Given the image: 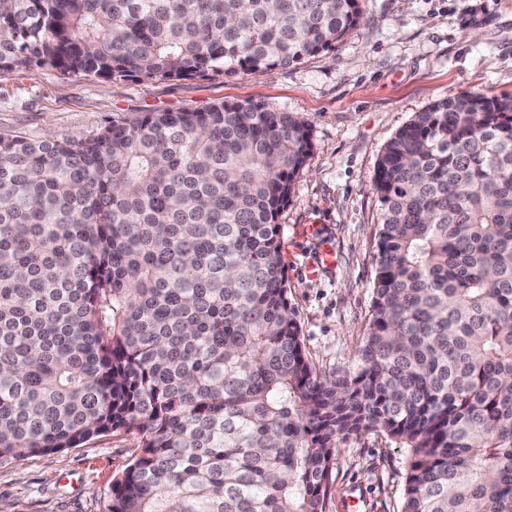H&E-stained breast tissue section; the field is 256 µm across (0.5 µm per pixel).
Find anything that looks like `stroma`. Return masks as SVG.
Instances as JSON below:
<instances>
[{
    "instance_id": "stroma-1",
    "label": "stroma",
    "mask_w": 512,
    "mask_h": 512,
    "mask_svg": "<svg viewBox=\"0 0 512 512\" xmlns=\"http://www.w3.org/2000/svg\"><path fill=\"white\" fill-rule=\"evenodd\" d=\"M479 90L512 98V0H366L364 23L334 50L267 73L190 81L114 80L35 67L0 77V134L91 137L134 112L259 103L304 120L312 151L281 211L289 300L317 371L356 368L368 332L385 144L434 101ZM326 512H401L407 449L380 432L339 443ZM128 434L0 459L7 512H107L137 453Z\"/></svg>"
}]
</instances>
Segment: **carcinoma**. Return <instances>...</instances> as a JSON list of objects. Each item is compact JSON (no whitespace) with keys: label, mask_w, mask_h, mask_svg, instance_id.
<instances>
[{"label":"carcinoma","mask_w":512,"mask_h":512,"mask_svg":"<svg viewBox=\"0 0 512 512\" xmlns=\"http://www.w3.org/2000/svg\"><path fill=\"white\" fill-rule=\"evenodd\" d=\"M364 0H0V76L269 72ZM312 143L270 106L0 135V459L124 432L108 512H326L338 442L408 449L402 512H512V99H442L379 156L356 370L308 360L277 217Z\"/></svg>","instance_id":"1"}]
</instances>
